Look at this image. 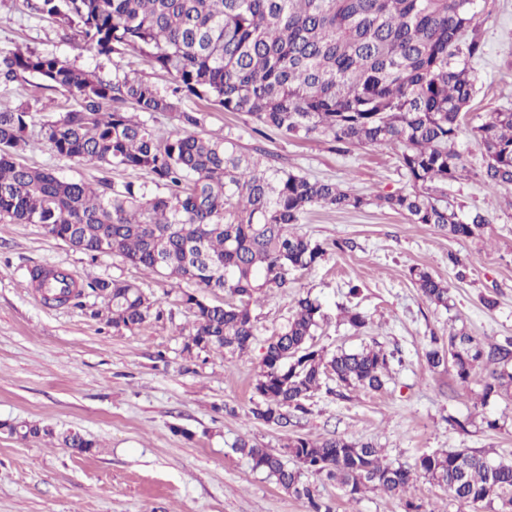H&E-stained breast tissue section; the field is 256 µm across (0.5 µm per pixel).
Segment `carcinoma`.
Returning <instances> with one entry per match:
<instances>
[{
	"label": "carcinoma",
	"mask_w": 512,
	"mask_h": 512,
	"mask_svg": "<svg viewBox=\"0 0 512 512\" xmlns=\"http://www.w3.org/2000/svg\"><path fill=\"white\" fill-rule=\"evenodd\" d=\"M482 0H37L36 10L79 29L99 55L132 50L176 76L170 91L139 79L107 81L55 55L0 53V82L35 74L61 89L73 105L43 123L41 140L58 156L101 167L143 170L167 189L151 193L127 183L109 192L104 179H64L20 161L31 145L30 108L0 100V221L39 224L53 238L96 258L117 255L164 282L194 287L181 294L192 331L183 351L241 353L255 336L251 305L293 287L294 273L313 268L327 248L298 234L315 207L361 210L376 204L411 224H431L457 240L477 239L489 224L476 209L461 216L448 208L443 185L470 172L456 148L470 112L475 79L469 62L483 54ZM208 100L226 112H246L288 139H324L343 151L391 148L407 179L374 199L341 184L310 179L243 151L229 134L199 135V120L182 99ZM130 105L132 111L124 110ZM175 112L182 130L161 137L139 115ZM471 131L483 159L481 178L494 191L512 188V110L495 109ZM35 269L31 279L44 301L75 306L115 328L134 329L164 316L160 302L135 283L94 278L95 302L63 274ZM408 277L431 304L448 307V286L426 268ZM225 293L215 304L207 294ZM324 319L321 304L301 297L288 323L270 339L256 380L261 401L250 409L265 424L286 427L288 413L308 414L307 401L324 380L341 397L348 388L379 391L389 373L382 349H314ZM433 369L450 366L462 383L475 369L482 401L512 397V341L487 345L462 326L448 339L430 337L424 351ZM21 438L54 437L47 427L8 426ZM61 442L78 455L96 443L79 431ZM235 450L283 488L307 500L308 512H330L304 485L306 473L336 480L352 499L370 488L406 494L420 473L458 502L512 507V462L467 448L419 456L414 466L386 464L370 442L345 438L288 439L281 455L246 439Z\"/></svg>",
	"instance_id": "1"
}]
</instances>
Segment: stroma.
I'll return each instance as SVG.
<instances>
[{"instance_id": "obj_1", "label": "stroma", "mask_w": 512, "mask_h": 512, "mask_svg": "<svg viewBox=\"0 0 512 512\" xmlns=\"http://www.w3.org/2000/svg\"><path fill=\"white\" fill-rule=\"evenodd\" d=\"M28 2L0 0V50L57 55L110 80L134 72L160 88L173 86V76L132 52H85L77 30L37 14ZM481 20L485 55L474 63L478 92L467 117L472 125L487 110L512 108V0H487ZM0 99L30 105L28 135L36 139L52 116L45 103L64 97L29 76L0 86ZM181 108L198 117L197 133H232L244 150H265L274 164L307 177L368 196L405 184L391 150L342 153L324 141L286 139L247 114L194 97L183 98ZM457 148L468 154L474 173L449 182L447 200L458 212L488 214L482 238L453 240L433 225L408 223L375 205L360 211L314 208L298 233L331 246L350 239L357 247L345 253L332 248L316 268L297 274L295 288L253 304L255 336L241 354L186 356L193 317L179 305L177 286L118 256L91 258L39 225L0 222V425L75 429L99 445L95 454L76 455L58 442L23 439L0 428V512H306L302 499L234 452L242 436L275 451L297 435L370 441L382 448L386 462L406 466L422 454L459 448L512 461V397L479 403V384L460 383L448 369H430L422 356L429 336L447 335L453 326H466L487 344L512 338V207L506 205L512 189L494 193L476 177L483 160L472 136H462ZM20 159L66 179L104 178L118 190L128 182L153 184L140 171L104 170L56 156L43 142ZM452 252L467 265L465 279H457L448 262ZM416 264L447 282V307L430 304L409 280L408 269ZM39 267L71 273L80 286L96 277L135 282L161 300L168 315L127 330L70 304L46 305L29 276ZM352 282L361 288L355 298L348 294ZM488 293L499 300L491 311L480 303ZM306 294L319 300L325 315L314 337L317 349H383L392 356L389 375L380 391L349 389L341 398L331 395L335 382L327 380L305 418L285 428L267 425L250 414L265 348ZM352 305L369 316L365 329L342 321V308ZM455 418L468 420L467 431L452 426ZM491 420L496 428H488ZM305 480L331 512H404L408 498L420 512H501L497 502L476 509L452 501L422 476L405 497L370 490L357 500L326 476Z\"/></svg>"}]
</instances>
